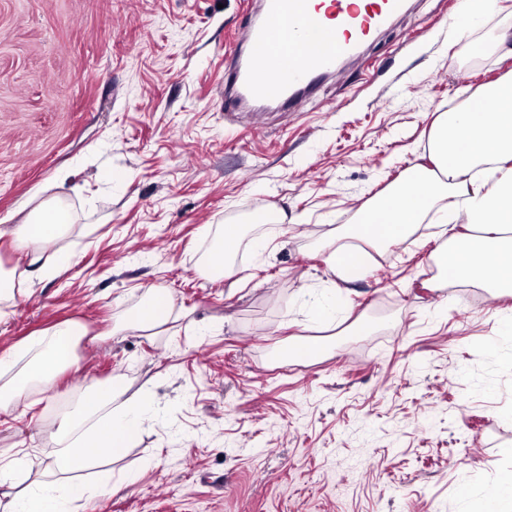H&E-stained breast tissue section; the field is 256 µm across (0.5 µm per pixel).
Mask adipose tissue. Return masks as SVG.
Returning <instances> with one entry per match:
<instances>
[{"label": "adipose tissue", "mask_w": 512, "mask_h": 512, "mask_svg": "<svg viewBox=\"0 0 512 512\" xmlns=\"http://www.w3.org/2000/svg\"><path fill=\"white\" fill-rule=\"evenodd\" d=\"M479 105L437 116L428 135L429 164L410 168L387 192L359 211L328 263L342 280L350 281L360 267L365 246L400 245L428 215H435L444 246L435 257L438 285L453 282L512 294V70L479 93ZM73 218L61 201L48 200L17 224L12 236L27 249L29 264L15 267L11 277H0V297L15 286L33 287L32 265L43 277L55 278L71 265L62 251L47 252L51 242L64 237ZM87 330L75 322L59 324L29 338L17 350L28 355L24 367L13 356H0V412L16 408L33 384L57 376L75 361L73 348ZM112 385L89 384L79 403L81 420L61 440L54 454L61 470L88 465L99 449L120 456L139 423L142 405L119 401ZM97 486L58 483L25 489L0 504V512H79L82 500L111 490ZM464 512H512V471L483 494H465Z\"/></svg>", "instance_id": "1"}]
</instances>
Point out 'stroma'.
Returning <instances> with one entry per match:
<instances>
[{"label": "stroma", "instance_id": "stroma-1", "mask_svg": "<svg viewBox=\"0 0 512 512\" xmlns=\"http://www.w3.org/2000/svg\"><path fill=\"white\" fill-rule=\"evenodd\" d=\"M459 0H408L293 106L239 103L261 0H0V273L41 202L75 224L56 280L0 300V354L86 325L77 362L0 413L14 485H117L79 512H460L512 470V297L436 287L441 240L326 259L369 200L422 162L434 118L512 69L487 52L512 0L448 37ZM242 251L210 272L224 225ZM175 303L128 329L147 289ZM306 289L336 298L316 320ZM317 343L316 358L291 353ZM147 401L128 448L59 475L50 436L79 385ZM138 479L123 484L125 475Z\"/></svg>", "mask_w": 512, "mask_h": 512}]
</instances>
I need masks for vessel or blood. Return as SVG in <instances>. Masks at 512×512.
Masks as SVG:
<instances>
[{"label":"vessel or blood","mask_w":512,"mask_h":512,"mask_svg":"<svg viewBox=\"0 0 512 512\" xmlns=\"http://www.w3.org/2000/svg\"><path fill=\"white\" fill-rule=\"evenodd\" d=\"M406 0H331L330 11L340 16L346 26L345 36L335 46L314 50L315 42L325 35L314 0H264V15L253 28V60L241 65L236 77L245 98L254 101H281L322 75L334 72L336 62L352 53L380 28L401 14ZM268 70L270 78L259 75Z\"/></svg>","instance_id":"vessel-or-blood-1"}]
</instances>
